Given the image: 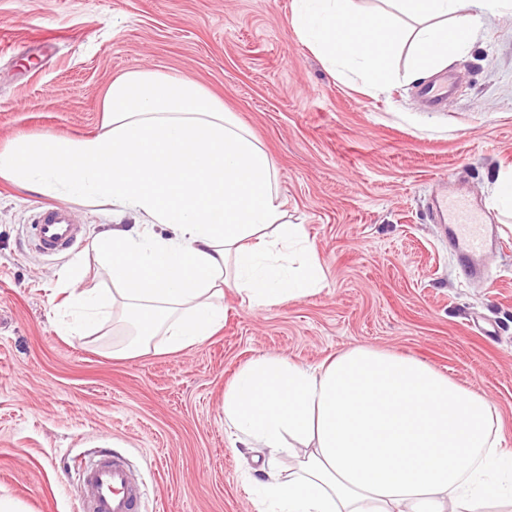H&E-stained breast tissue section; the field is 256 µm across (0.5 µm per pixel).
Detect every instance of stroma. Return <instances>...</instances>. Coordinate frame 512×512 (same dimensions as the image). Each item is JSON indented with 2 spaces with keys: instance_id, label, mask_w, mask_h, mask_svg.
I'll use <instances>...</instances> for the list:
<instances>
[{
  "instance_id": "1",
  "label": "stroma",
  "mask_w": 512,
  "mask_h": 512,
  "mask_svg": "<svg viewBox=\"0 0 512 512\" xmlns=\"http://www.w3.org/2000/svg\"><path fill=\"white\" fill-rule=\"evenodd\" d=\"M294 0H0V147L19 135L99 132L114 79L143 68L221 100L271 158L288 223L302 225L326 286L260 310L227 294L224 325L179 353L116 358L111 325L59 332V275L92 249L109 206L66 200L81 226L71 252H40L30 225L44 195L0 180V496L27 512H76L80 466L122 454L144 512H257L255 449L224 426V388L251 357L306 365L355 345L419 358L487 394L512 448V215L492 205L512 171V6L450 61L442 111L419 96L405 58L382 92L303 41ZM30 53H23V46ZM494 217L503 247L492 283L466 281L434 224L437 186Z\"/></svg>"
}]
</instances>
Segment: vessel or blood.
<instances>
[{
	"instance_id": "obj_1",
	"label": "vessel or blood",
	"mask_w": 512,
	"mask_h": 512,
	"mask_svg": "<svg viewBox=\"0 0 512 512\" xmlns=\"http://www.w3.org/2000/svg\"><path fill=\"white\" fill-rule=\"evenodd\" d=\"M450 92L447 78L442 77L427 85L422 97L429 109L439 110ZM431 208L440 218L448 246L464 275L473 280L489 279L486 257L497 244L492 218L476 214L474 205L458 195L435 197ZM34 230L37 246L46 253L66 251L81 237L74 212L58 205L39 208ZM77 497L79 512H139L142 492L125 459L103 451L86 467Z\"/></svg>"
}]
</instances>
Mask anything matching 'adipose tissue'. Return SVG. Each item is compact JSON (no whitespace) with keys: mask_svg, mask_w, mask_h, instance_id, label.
I'll use <instances>...</instances> for the list:
<instances>
[{"mask_svg":"<svg viewBox=\"0 0 512 512\" xmlns=\"http://www.w3.org/2000/svg\"><path fill=\"white\" fill-rule=\"evenodd\" d=\"M295 0L294 24L331 64L381 91L408 52L420 74L466 53L498 0ZM103 130L78 139L20 137L0 150V178L29 191L110 205L92 247L109 282L60 284L74 311L66 336L122 306L131 332L112 353L178 352L224 323L223 298L262 309L322 291V261L302 225L283 221L270 157L204 87L130 70L103 102ZM62 158L59 166L50 157ZM492 400L417 358L370 346L314 369L285 356L247 360L224 389V423L260 449L259 512H483L510 501L491 476L512 470ZM297 459L283 471V458Z\"/></svg>","mask_w":512,"mask_h":512,"instance_id":"adipose-tissue-1","label":"adipose tissue"}]
</instances>
